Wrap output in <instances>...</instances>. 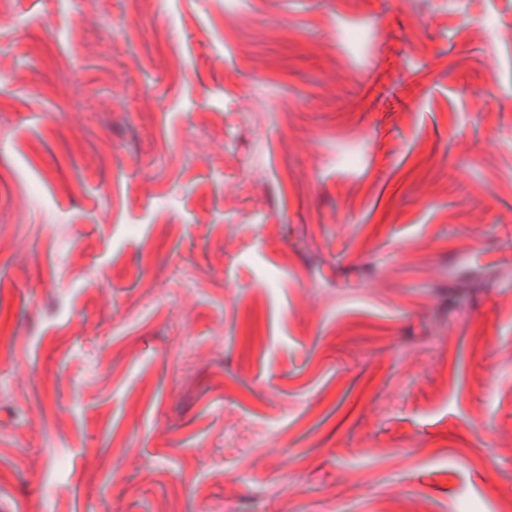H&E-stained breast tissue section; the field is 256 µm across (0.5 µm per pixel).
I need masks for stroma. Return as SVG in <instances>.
<instances>
[{
    "label": "stroma",
    "instance_id": "1",
    "mask_svg": "<svg viewBox=\"0 0 512 512\" xmlns=\"http://www.w3.org/2000/svg\"><path fill=\"white\" fill-rule=\"evenodd\" d=\"M5 11L0 512H512V0Z\"/></svg>",
    "mask_w": 512,
    "mask_h": 512
}]
</instances>
